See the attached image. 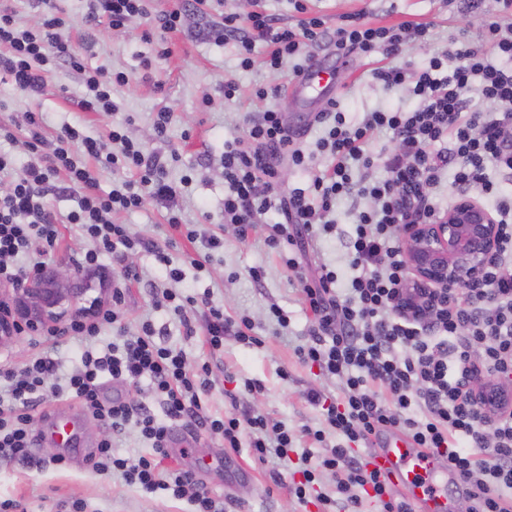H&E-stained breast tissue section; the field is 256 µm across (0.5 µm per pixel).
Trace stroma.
I'll return each mask as SVG.
<instances>
[{"label": "stroma", "mask_w": 512, "mask_h": 512, "mask_svg": "<svg viewBox=\"0 0 512 512\" xmlns=\"http://www.w3.org/2000/svg\"><path fill=\"white\" fill-rule=\"evenodd\" d=\"M56 5L65 20L59 34L71 43L86 66L125 72L129 83L114 91L116 110L103 113L80 110L84 85L79 71H47L45 89L39 95L21 92L8 79L0 78V126L15 134L14 142L0 144V151L19 158L26 154V117L30 114L40 118L41 133L48 141L67 124L81 126L86 135L101 140L107 139L112 128H123L147 153L161 158L168 179L177 182L190 176L179 200L184 222L224 241L223 247L212 251L209 260L198 268L187 257L191 245L177 239L168 254L173 266L181 269L182 278L173 284L165 279L151 252L129 254L125 263L138 268L141 279L125 293L122 314L126 333L121 336L105 328L99 348L122 343L124 336L139 334L143 321H150L158 342L183 351L190 367L209 366L212 386L202 398L209 414L219 416L234 408L264 413L284 423L295 435L294 450L287 459L262 462L248 446L228 450L207 432L177 423L171 427L172 435L188 438L190 445L168 448L161 468L192 472L216 499L223 501L224 512H319L317 501L299 505L288 487L303 479L302 458L318 464L328 448L342 443V436L330 431L321 443L311 442L302 434L304 428L325 426L322 408L308 403L306 392L319 390L327 401L335 402L340 398V384L321 375L318 368L300 363L295 354L297 346L310 340V314L302 303L297 279L281 264L276 251L265 244L264 231L242 241L234 227L224 221V143L246 136L245 128L237 122L238 113L263 110V102L253 96L255 84L288 82L290 71L273 75L265 69L267 46L263 43L255 47L253 68L240 69L234 46L205 40L203 30L208 17L191 9L186 11L179 31L164 33L151 30L144 19L132 20L120 30L110 29L103 22L86 25L82 21L87 10L85 0H57ZM306 5L310 13L322 15L331 29L344 16L356 13L375 25L434 23L431 46L410 44L393 60L394 65L411 67L427 64L434 51L443 49L459 34L480 43L485 16L499 8L497 0H478L465 13L449 0H307ZM161 45L169 50L162 59L156 56ZM146 58L151 59V68L143 67ZM381 59L378 53L369 58L354 56L348 69L338 71L336 99L347 117L358 118L380 106L412 105L407 90L386 92L372 82L369 71ZM228 79L239 85L238 98L230 102L224 99V82ZM205 97L211 100L206 107L201 104ZM163 107L169 108L173 120L167 138L160 139L154 133L152 118ZM76 202V196L68 192L48 198L62 224L57 244L43 258L45 269L74 265L91 246L76 225L65 221ZM360 207V202L353 199L339 201L334 215L336 230L314 242L303 276H310L314 265L322 261L336 270L339 288H347L353 276L347 242ZM166 216V209L149 199L141 209L114 214L112 220L127 225L134 236L161 242L167 235ZM102 264V275L79 273L68 283L72 307L111 301L114 263L106 256ZM254 268L264 270L261 282L251 279L249 272ZM167 287L185 296L208 295L225 316L249 315L261 345L248 348L228 336L223 350L211 352L204 342L199 312L188 309L189 320L184 323L167 308L156 305L157 294ZM274 304L287 312V327L270 319L269 308ZM248 379L260 383L261 391L245 392L243 383ZM49 409L58 418L76 419L77 444L66 448L43 438L34 450L36 463L0 464V502H10L16 512H70L76 501L85 503L86 512H190L187 500L174 498L168 491L147 493L127 485L120 474L97 471L91 455L103 439L105 425L66 398L52 401ZM59 456L64 459L60 465L55 462ZM277 472L283 474L284 484L274 482Z\"/></svg>", "instance_id": "stroma-1"}]
</instances>
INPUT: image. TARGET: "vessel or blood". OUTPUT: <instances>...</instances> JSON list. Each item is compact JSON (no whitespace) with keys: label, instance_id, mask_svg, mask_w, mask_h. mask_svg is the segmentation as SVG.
I'll list each match as a JSON object with an SVG mask.
<instances>
[{"label":"vessel or blood","instance_id":"vessel-or-blood-1","mask_svg":"<svg viewBox=\"0 0 512 512\" xmlns=\"http://www.w3.org/2000/svg\"><path fill=\"white\" fill-rule=\"evenodd\" d=\"M335 90V71L314 63L290 85L287 96L297 111L304 112L313 102L330 99ZM374 465L407 487L421 512H448L446 500L441 498L433 483L437 475L448 472L437 455L429 452L410 455L406 442L399 440L382 449Z\"/></svg>","mask_w":512,"mask_h":512}]
</instances>
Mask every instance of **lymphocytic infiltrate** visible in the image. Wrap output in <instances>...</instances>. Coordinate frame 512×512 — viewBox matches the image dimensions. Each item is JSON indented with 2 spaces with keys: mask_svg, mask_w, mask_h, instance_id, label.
Masks as SVG:
<instances>
[{
  "mask_svg": "<svg viewBox=\"0 0 512 512\" xmlns=\"http://www.w3.org/2000/svg\"><path fill=\"white\" fill-rule=\"evenodd\" d=\"M502 14L486 23L488 45L452 41L447 54L430 58L427 66L408 69L391 65L373 69L372 78L386 89L407 87L414 105L379 108L362 120L349 122L330 100L317 119L323 134L309 152L301 132L289 128L283 113L270 107L243 117L246 140L224 144V221L234 225L239 239L265 228L267 246L277 250L285 268H303L309 244L321 233L335 230L333 213L340 199L369 200L357 214L349 241V265L354 271L347 292H340L338 276L327 264H317L311 278L303 279L302 299L312 315L310 343L298 347L303 363L337 378L339 403L327 405V420L336 433L353 442H366L387 430L408 438L412 447L439 454L464 481L469 512H512V202L503 194L512 182V0H498ZM41 25L21 30L9 9L0 8V73L20 91L38 94L44 89L42 65L83 71L86 92L79 106L86 112H111L114 87L126 85L124 73L104 68L84 69L72 46L62 40L63 24L54 0H37ZM148 0H88L85 19L106 20L119 29L135 17L152 16L164 32L182 26L175 9L155 15ZM300 19L285 26L265 13H251L248 25L239 16H225L209 27L213 43L235 44L239 66L250 69L256 43H266L265 66L280 72L284 59L299 56L305 44L330 43L337 56L351 53L371 57L383 53L400 56L412 42L432 40L428 23L375 27L361 15L346 16L329 30L319 15H308L297 0ZM487 102L473 110V99ZM27 143L30 159L15 167L0 153V178L10 182L0 194V283L19 285L33 275V255H47L59 235L58 218L47 203L65 177L78 196V207L68 223L78 225L94 243L77 262L83 271L98 269L103 254L123 262L130 252L154 254L171 280L181 276L170 265L157 242L129 235L125 225L113 223L112 213L140 209L152 198L165 204L167 223L201 248L191 256L199 264L204 251L222 247L216 236L186 228L176 202L180 189L165 182L158 157L121 129L108 141H98L81 128L64 126L51 153H40V124L30 123ZM388 131L395 149L384 161L387 176L369 177L375 164L367 147L376 132ZM98 159L104 166L133 172L121 187L100 191L98 183L80 163L79 154ZM330 154L333 161L317 169L316 156ZM287 156L298 170L313 171L309 188L283 190L276 156ZM452 170L448 199L437 193L441 176ZM478 192L495 199L500 228L499 248L480 283L449 289L438 304L420 317L407 314L400 297L408 280L401 233L407 224H432L460 197ZM139 274L124 266L112 291V304L98 308L87 319H72L50 335L61 333L93 341L102 330L120 324V305L128 282ZM206 341L219 350L225 335L247 347L259 344L249 317H225L204 303ZM59 365L49 352L37 353L23 368L0 366V463L28 460L35 445L34 420L29 406L45 394H70L103 421L113 433L134 426L156 453L164 452L174 422L204 428L225 447L238 449L244 434L259 461L287 457L293 434L268 416L228 413L215 417L205 412L201 396L211 386L208 366L188 369L183 352L155 340L151 323H143L138 336L124 340L104 354L85 350L81 366L59 378ZM130 386L149 378L154 396L161 399L164 420H157L142 402L128 397L104 399L103 375ZM495 377L501 393L492 408H483L473 394L474 384ZM95 466L105 473H120L127 484L143 491H171L188 498L193 512H224V504L197 485L192 473L163 472L152 457L124 459L113 456L111 440H103ZM337 476V497H320L321 512H360L363 499H371L380 512H412L409 502L390 496L391 479L372 461L347 448H333L319 470L304 469L302 482L290 492L307 504V491L318 471Z\"/></svg>",
  "mask_w": 512,
  "mask_h": 512,
  "instance_id": "1",
  "label": "lymphocytic infiltrate"
}]
</instances>
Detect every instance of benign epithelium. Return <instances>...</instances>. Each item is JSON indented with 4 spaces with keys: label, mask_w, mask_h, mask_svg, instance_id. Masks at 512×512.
Wrapping results in <instances>:
<instances>
[{
    "label": "benign epithelium",
    "mask_w": 512,
    "mask_h": 512,
    "mask_svg": "<svg viewBox=\"0 0 512 512\" xmlns=\"http://www.w3.org/2000/svg\"><path fill=\"white\" fill-rule=\"evenodd\" d=\"M403 236L409 276L402 305L420 316L448 287L482 279L497 253L498 224L478 201L462 197L434 224L405 225ZM73 275L70 266L62 265L36 273L24 288H1L0 346L15 341L18 325L38 332L66 319L60 285Z\"/></svg>",
    "instance_id": "obj_1"
}]
</instances>
